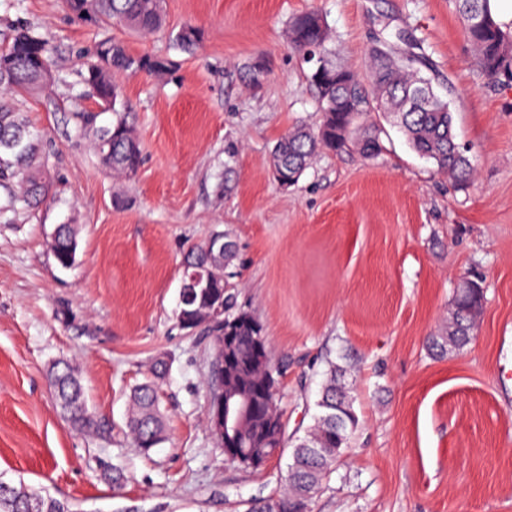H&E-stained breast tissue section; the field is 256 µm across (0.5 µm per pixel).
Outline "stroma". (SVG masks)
<instances>
[{
	"label": "stroma",
	"instance_id": "1",
	"mask_svg": "<svg viewBox=\"0 0 512 512\" xmlns=\"http://www.w3.org/2000/svg\"><path fill=\"white\" fill-rule=\"evenodd\" d=\"M316 8L338 63L365 73L381 34L417 41L441 80L473 179L458 185L388 129L383 153H319L298 184L274 177L271 149L319 125L312 65L288 22ZM166 31L76 19L64 0L0 6L53 43L59 77L24 103L50 153L55 193L33 217L0 222V471L82 512H248L272 496L287 456L259 471L211 436L203 328L182 329L179 281L191 246L233 241L237 303L264 328L283 370L289 431L306 427L327 361L351 369L360 424L310 512H512V82L478 67L454 0H165ZM201 29L194 54L171 34ZM111 34L133 55H164L160 75L115 73L141 141L135 176L103 168L76 129L93 107L79 72ZM262 62L260 84L245 77ZM81 228L78 261L56 265V225ZM481 278L472 340L439 355L463 277ZM168 439L149 453L126 435L129 391L156 357ZM71 360L89 407L109 423L88 437L61 418L47 370ZM123 466L113 489L101 462Z\"/></svg>",
	"mask_w": 512,
	"mask_h": 512
}]
</instances>
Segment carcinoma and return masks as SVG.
I'll list each match as a JSON object with an SVG mask.
<instances>
[{"label":"carcinoma","mask_w":512,"mask_h":512,"mask_svg":"<svg viewBox=\"0 0 512 512\" xmlns=\"http://www.w3.org/2000/svg\"><path fill=\"white\" fill-rule=\"evenodd\" d=\"M68 9L86 21L119 23L127 28L155 32L163 19V0H65ZM477 6L484 15L478 27H465L478 65L490 79H512V29L498 22L490 0H456L460 14ZM294 48L314 63L308 75L322 121L314 129L296 127L285 133L272 148L275 178L296 185L314 155L320 151H355L375 158L384 149L380 121L397 128L409 147L433 161L439 172L455 183L473 177L466 150L457 143L451 90L439 93L424 71L423 57L408 45L396 49L382 36L368 50L367 80L340 66L326 48L327 26L316 10L305 11L288 26ZM52 42L31 26H16L8 43L0 48V220L8 222L23 213L27 216L46 201L52 192L49 154L40 132L24 118L22 103L28 96L44 91L50 82L43 71L52 68ZM173 66L164 57H134L114 38L96 44L93 60L80 73L97 110L76 114L79 134L89 139L101 164L115 175L134 176L141 163V147L134 127L128 122L122 91L113 75L117 71L162 74ZM435 100L432 105L411 108L406 99L420 92ZM110 112L115 120L98 124L99 116ZM79 227L60 224L52 236L50 252L56 264L72 267L76 261ZM235 257V245L214 251L202 243L191 247L185 267L202 274L200 284L178 303L177 315L199 319L209 309L222 305L227 315L238 314L235 294L224 282V268ZM484 292L468 286L458 288L448 327L433 338L432 350L445 354L448 348H462L470 340L482 309ZM256 318L246 312L237 335L244 340L236 348L237 369L224 374V392L239 400L252 401L250 413L240 424L239 448L244 461L253 453L263 454L272 445L292 447L291 463L279 492L254 503L251 512H308L311 500L325 479L336 470L359 426L354 409L353 389L346 383L347 368L328 362L316 407L314 424L302 436H288L287 422L280 410V368L268 361L267 339L256 344L251 337ZM167 361L160 357L151 366L152 378L130 392L126 427L134 446L147 453L165 440V418L157 398V381L164 377ZM55 400L60 414L81 434L103 437L109 427L89 408L85 389L75 367L54 363L50 370ZM0 512H74V505L50 494L34 490L23 482L11 483V492L0 493Z\"/></svg>","instance_id":"1"}]
</instances>
